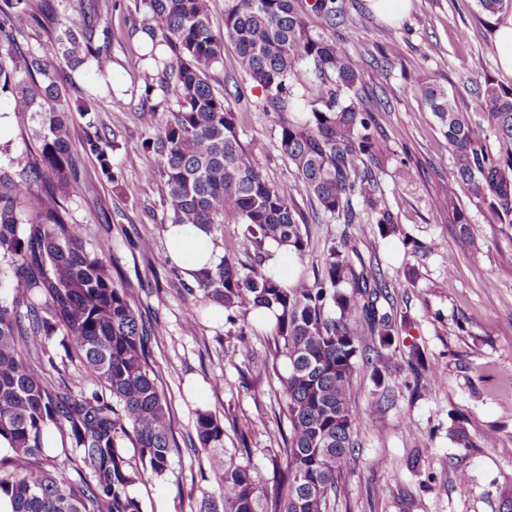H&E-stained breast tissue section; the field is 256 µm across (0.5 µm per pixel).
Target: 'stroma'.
Returning a JSON list of instances; mask_svg holds the SVG:
<instances>
[{
  "mask_svg": "<svg viewBox=\"0 0 512 512\" xmlns=\"http://www.w3.org/2000/svg\"><path fill=\"white\" fill-rule=\"evenodd\" d=\"M38 12L66 21L97 11L112 29V78L102 83L90 72L63 71L69 96L98 95L97 131L114 140L112 168L118 182L102 177L84 148L87 127L73 119L72 155L76 194L72 220L87 248L110 260L139 315L155 328L150 363L171 406L170 433L176 442L163 476L147 477L133 493L141 512H198L204 489L214 484L210 460L192 444L201 410L216 413L226 429L225 445H247L248 461L265 490L280 471L273 449L288 436V421L276 395L271 370L273 340L268 328L238 327L168 257L167 187L162 176L145 178L155 156L136 146L153 130L142 109L165 120L177 90L147 60L141 0H31ZM345 22L326 29L332 39L353 33L367 60L363 92L377 111L378 137L386 152L382 187L399 236L380 239L376 224L354 229L327 214L314 213L306 192L294 203L308 237L304 260L288 257L289 282L320 273L330 241L347 239L364 259H378L394 304L406 313L382 382L361 371L351 392L358 418L355 451L340 483L334 512H512V214L477 198L462 206L468 234L436 214L433 197L445 191L452 160L448 142L431 112L410 89L412 70L437 79L461 107L478 96L470 76L512 91V71L494 49L498 27L512 21V9L476 12L472 0H409L398 20L386 21L370 0H348ZM469 34L458 42L457 29ZM210 83L238 114L237 129L251 162L274 184L297 180L280 150L272 113L263 93L241 68L234 45L210 73ZM152 96H145L146 85ZM244 101H237V92ZM406 166L407 181L390 173ZM424 362L421 377L408 363L410 349ZM465 426L469 443L453 428Z\"/></svg>",
  "mask_w": 512,
  "mask_h": 512,
  "instance_id": "obj_1",
  "label": "stroma"
}]
</instances>
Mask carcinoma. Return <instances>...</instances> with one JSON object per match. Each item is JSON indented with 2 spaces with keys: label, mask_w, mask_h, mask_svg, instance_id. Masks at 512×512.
Listing matches in <instances>:
<instances>
[{
  "label": "carcinoma",
  "mask_w": 512,
  "mask_h": 512,
  "mask_svg": "<svg viewBox=\"0 0 512 512\" xmlns=\"http://www.w3.org/2000/svg\"><path fill=\"white\" fill-rule=\"evenodd\" d=\"M144 33L169 57L162 71L178 97L170 118L156 126L142 148L156 155L165 178L170 223L196 224L209 233L235 212L244 224L234 253L199 272L198 282L229 321L253 309L273 313V360L286 359L279 376L282 412L289 424L285 447L273 455L285 467L269 496L253 469L224 448V422L209 410L197 413L199 447L214 462L216 489L202 494L199 512H329L347 459L354 450L356 416L350 392L358 365L381 380L383 350L406 324L405 313L379 305L389 282L377 264L355 266L347 244L327 248L321 277L288 286L261 267H238L236 253L261 254L274 241L301 259L308 247L293 206L303 189L316 211L363 224V209L386 210L376 170L383 166L374 111L359 95L363 59L344 42L316 31L310 17L330 28L346 16L345 0H227L224 20L214 23L205 0H145ZM29 0H0V107L29 113L32 148L0 164V256L15 284L0 292V500L11 512H141L131 488L146 475L160 477L174 450L168 404L149 363L155 334L139 318L131 297L117 286L112 264L86 249L71 223L73 196L71 113L94 125L99 100L65 98L59 62L71 68L92 63L107 74L110 59L93 45L87 29L51 24L53 57L17 44L15 19ZM232 43L263 105L275 114L280 151L294 166L298 185L270 183L250 162L237 131L238 116L218 96L209 73ZM321 94L300 108V91ZM411 89L436 119L452 157L448 190L434 199L448 223L469 232L462 193L512 210V150L494 153L489 133L512 144V91L487 86L475 103V120L454 94L419 73ZM100 172L112 171V145L88 139ZM363 209H358V206ZM79 362L92 390L73 391L35 371L55 364L42 340ZM379 346L364 344V337ZM57 433L67 465L47 469V441ZM131 443L137 462L125 452Z\"/></svg>",
  "instance_id": "1"
}]
</instances>
